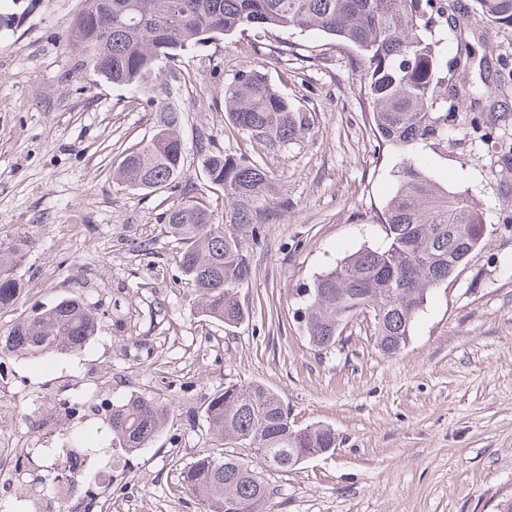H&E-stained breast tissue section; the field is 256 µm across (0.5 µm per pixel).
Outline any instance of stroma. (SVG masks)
<instances>
[{
    "label": "stroma",
    "instance_id": "obj_1",
    "mask_svg": "<svg viewBox=\"0 0 512 512\" xmlns=\"http://www.w3.org/2000/svg\"><path fill=\"white\" fill-rule=\"evenodd\" d=\"M81 0H0V242L29 241L15 305L0 336L22 316L59 300L87 299L98 331L77 354L0 359V432L18 446L81 439L111 469V512H203L178 473L224 447L207 428L209 396L234 383L277 393L298 426L336 431L334 451L289 472L269 470L279 493L267 512H497L512 497V177L495 153L453 132L447 147L412 156L433 179L465 189L488 211L484 244L449 286L433 289L406 347L394 357L357 318L331 351L312 347L294 312L315 276L363 248L386 244L381 215L396 191L403 153L376 150L369 108L347 44L312 30L258 36L247 30L183 53L171 100L183 112V171L175 185L133 190L113 173L152 135L154 114L127 88L80 70L68 46ZM477 57L512 69V31L471 35ZM259 67L306 111L302 141L277 154L238 134L224 85ZM250 156L288 200L252 252L239 290L246 320L228 330L199 313L180 266L182 245L164 218L191 198L223 212L199 141ZM70 382L88 406L146 393L172 402L157 437L115 469L101 416L41 429L24 395L57 406Z\"/></svg>",
    "mask_w": 512,
    "mask_h": 512
}]
</instances>
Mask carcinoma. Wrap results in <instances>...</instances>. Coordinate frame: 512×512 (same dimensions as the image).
Returning a JSON list of instances; mask_svg holds the SVG:
<instances>
[{"label":"carcinoma","instance_id":"carcinoma-1","mask_svg":"<svg viewBox=\"0 0 512 512\" xmlns=\"http://www.w3.org/2000/svg\"><path fill=\"white\" fill-rule=\"evenodd\" d=\"M73 21L69 46L78 64L106 80L146 97L155 108L153 135L125 156L116 181L128 188L157 190L181 174L184 144L177 128L181 111L161 94L160 65L219 36L248 29L265 32L318 30L356 51L361 91L370 107L378 146L404 152L424 145H448V128L473 91L450 82L448 74L475 59L466 44L451 59L440 46L448 30L475 23L512 29V0H83ZM225 112L239 133L268 153L303 139L307 119L257 69L241 70L224 85ZM512 109L491 100L469 121L474 138L497 145L500 171L512 173V135L493 136L507 126ZM210 183L224 196L217 218L196 200L167 213L165 226L186 245L181 269L195 289L203 316L237 326L245 318L239 289L251 279L253 259L245 237L255 242L268 224L280 220L287 204L275 197L270 172L254 158L227 154L199 143ZM397 189L382 213L386 245L361 249L320 273L302 291L297 322L320 351L336 347L353 318L367 315L378 349L388 357L408 344L428 291L450 283L458 260L478 249L486 227L485 209L468 191L434 181L411 158L395 171ZM28 241L0 243V310L21 291L18 267ZM96 309L81 297L62 299L16 321L0 338V357L78 352L96 335ZM172 403L138 394L106 415L112 431V466L146 447L163 428ZM210 432L244 445L264 464L290 471L299 461L336 448L334 429L323 424L299 428L281 399L255 383L230 384L205 404ZM206 512H265L277 494L260 472L233 455L198 457L180 472Z\"/></svg>","mask_w":512,"mask_h":512}]
</instances>
